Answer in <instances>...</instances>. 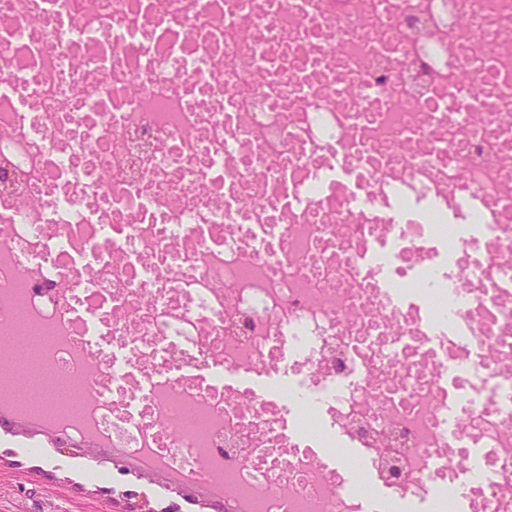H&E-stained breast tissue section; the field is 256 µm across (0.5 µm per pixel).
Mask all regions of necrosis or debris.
I'll list each match as a JSON object with an SVG mask.
<instances>
[{"instance_id": "1", "label": "necrosis or debris", "mask_w": 512, "mask_h": 512, "mask_svg": "<svg viewBox=\"0 0 512 512\" xmlns=\"http://www.w3.org/2000/svg\"><path fill=\"white\" fill-rule=\"evenodd\" d=\"M6 181L55 433L261 512H512V0H0ZM280 379L281 375L256 377L253 373L224 371V384L249 385L261 394L275 390Z\"/></svg>"}]
</instances>
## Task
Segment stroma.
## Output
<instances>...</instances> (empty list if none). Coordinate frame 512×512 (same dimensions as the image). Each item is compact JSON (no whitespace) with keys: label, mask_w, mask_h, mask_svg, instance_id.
Masks as SVG:
<instances>
[{"label":"stroma","mask_w":512,"mask_h":512,"mask_svg":"<svg viewBox=\"0 0 512 512\" xmlns=\"http://www.w3.org/2000/svg\"><path fill=\"white\" fill-rule=\"evenodd\" d=\"M92 469L106 473L107 482L90 481ZM126 490L154 512L172 503L179 512H211L206 498H185L161 479L118 469L96 449L65 454L43 437L0 427V512H119Z\"/></svg>","instance_id":"1"}]
</instances>
